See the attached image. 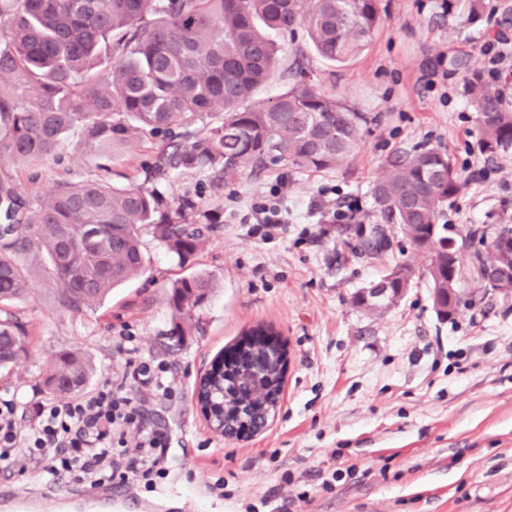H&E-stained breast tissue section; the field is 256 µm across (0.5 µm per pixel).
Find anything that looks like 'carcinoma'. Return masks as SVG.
<instances>
[{
  "label": "carcinoma",
  "instance_id": "obj_1",
  "mask_svg": "<svg viewBox=\"0 0 512 512\" xmlns=\"http://www.w3.org/2000/svg\"><path fill=\"white\" fill-rule=\"evenodd\" d=\"M382 23L377 0H0V163L45 162L77 131V147L100 159L105 172L80 183L61 180L35 203L17 177L0 173V304L25 298L34 268L55 283L66 310L102 302L142 272L145 231L183 264L204 247L215 223L194 197L168 203L154 189L109 178L110 165L141 144L156 150L145 166L147 182L172 170H211L233 182L249 164L298 172L343 164L376 117L306 81L304 72L273 99L244 103L278 69L271 33L302 25L319 58L345 63ZM465 89L479 112L482 151L512 149V110L501 92L470 70ZM466 185L447 153L422 147L388 160L371 187L372 212L430 254L435 305L456 273L441 262L448 225L440 220ZM507 238L512 215L505 209L490 233L467 231L448 262L461 263L459 251L470 248L478 263L511 270L512 248L500 245ZM415 275L407 260L391 268L383 280L401 292L381 310L398 304ZM212 288L205 273L170 285V335H185V321ZM27 345L13 317L1 318L0 368L17 363ZM279 364L278 350L258 341L231 374L205 377L200 398L217 416L226 402L243 406L253 431L264 421L253 403L274 404L279 394L263 392L254 369L277 373ZM92 374L87 358L62 349L44 384L75 394Z\"/></svg>",
  "mask_w": 512,
  "mask_h": 512
}]
</instances>
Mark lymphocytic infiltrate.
<instances>
[{
	"label": "lymphocytic infiltrate",
	"instance_id": "lymphocytic-infiltrate-1",
	"mask_svg": "<svg viewBox=\"0 0 512 512\" xmlns=\"http://www.w3.org/2000/svg\"><path fill=\"white\" fill-rule=\"evenodd\" d=\"M136 434L128 447V434ZM166 438L147 427L138 406L120 390L105 387L67 402H42L26 431H18L12 401H0V471L24 460L44 472H67L96 487L107 481H141L163 469Z\"/></svg>",
	"mask_w": 512,
	"mask_h": 512
}]
</instances>
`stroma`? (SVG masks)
<instances>
[{
    "instance_id": "35a3bbf8",
    "label": "stroma",
    "mask_w": 512,
    "mask_h": 512,
    "mask_svg": "<svg viewBox=\"0 0 512 512\" xmlns=\"http://www.w3.org/2000/svg\"><path fill=\"white\" fill-rule=\"evenodd\" d=\"M466 2L380 0L383 24L344 64L317 57L303 28L278 36V74L257 99L287 87L299 50L314 82L377 115V124L333 170L248 167L229 185L210 171L155 180L165 201L197 196L216 217V230L186 264L143 234V272L95 308L65 311L55 285L35 277L31 293L11 308L30 354L0 372V399L14 401L18 429L26 430L34 404L49 396L42 376L51 356L77 349L97 365L89 391L123 384L167 439L164 474L133 486L135 502L123 512H137L139 502L152 512H245L250 504L255 512H512V297L482 295L479 283L464 280V303L444 322L425 279L382 314L350 301L400 260L420 269L429 263L393 227L378 256L358 249L356 228L371 221V186L396 153L435 146L463 174L487 169L448 208L449 236L512 209V151L482 154L478 114L455 65L461 58L484 71V44L512 38V0H482L473 18ZM436 62L444 74L433 78ZM77 140L69 135L60 161L20 172L26 197L50 192L60 179L96 177ZM283 177L288 221L270 237L254 207L270 202ZM344 198L360 209L334 220ZM193 272L211 275L215 288L195 312L196 328L177 338L170 334L169 286ZM259 325L272 327L288 351L279 408L263 431L226 439L207 428L196 405L197 378L216 353ZM127 336L135 339V357L174 375L168 399L125 380ZM339 468L341 481L324 488ZM218 483L223 491H215ZM111 492L108 485L78 486L65 473L45 480L30 462L0 472V512H111Z\"/></svg>"
}]
</instances>
